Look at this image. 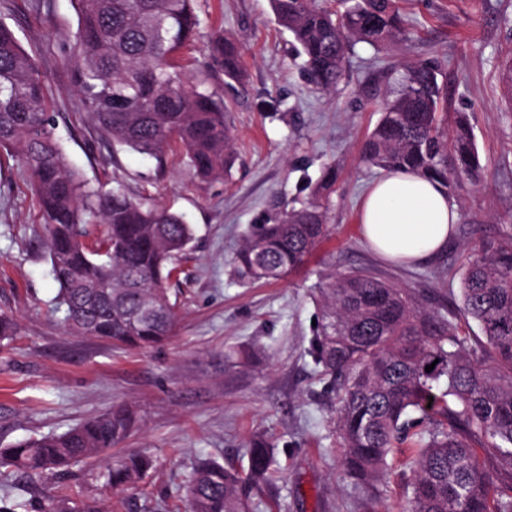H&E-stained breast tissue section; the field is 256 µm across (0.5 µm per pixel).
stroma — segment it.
<instances>
[{
  "mask_svg": "<svg viewBox=\"0 0 512 512\" xmlns=\"http://www.w3.org/2000/svg\"><path fill=\"white\" fill-rule=\"evenodd\" d=\"M399 6L410 40L354 45L336 89L319 91L269 0H198L196 49L222 28L239 44L245 73L225 93L237 159L228 176L204 180L179 148L160 162L116 148L83 112L70 61L75 0H0V23L39 62L70 162L91 183L117 182L182 213L195 231L171 284L170 339L132 349L70 334L53 309L57 286L34 236L40 214L26 173L13 153L0 151V310L18 324L0 340V448L121 406L136 424L118 451L151 457L152 469L120 491L82 464L56 482L58 492L104 512H165L178 504L199 457L246 471L261 436L274 448L276 478L245 484L251 512H360L363 489L344 473L310 353L318 316L312 288L332 270L355 268L449 303L460 288L463 236L421 264L397 265L360 234L362 199L380 176L363 162L361 146L404 63L436 60L448 81L449 115L467 113L474 126L485 172L480 184L456 193L460 224L479 236L512 233V112L501 75L512 56V0ZM329 165L336 168L332 236L286 279L242 275L236 256L247 233L268 223L280 202L308 199Z\"/></svg>",
  "mask_w": 512,
  "mask_h": 512,
  "instance_id": "stroma-1",
  "label": "stroma"
}]
</instances>
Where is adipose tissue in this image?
I'll use <instances>...</instances> for the list:
<instances>
[{
    "label": "adipose tissue",
    "mask_w": 512,
    "mask_h": 512,
    "mask_svg": "<svg viewBox=\"0 0 512 512\" xmlns=\"http://www.w3.org/2000/svg\"><path fill=\"white\" fill-rule=\"evenodd\" d=\"M459 220L442 185L410 170L391 171L366 194L361 232L369 246L399 263L442 253Z\"/></svg>",
    "instance_id": "1"
}]
</instances>
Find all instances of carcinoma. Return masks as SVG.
I'll list each match as a JSON object with an SVG mask.
<instances>
[{
	"instance_id": "cac0c4a2",
	"label": "carcinoma",
	"mask_w": 512,
	"mask_h": 512,
	"mask_svg": "<svg viewBox=\"0 0 512 512\" xmlns=\"http://www.w3.org/2000/svg\"><path fill=\"white\" fill-rule=\"evenodd\" d=\"M78 31L72 60L88 116L112 144L163 161L176 144L197 175L219 178L234 165L231 111L224 95L180 63L195 39L196 0H75ZM335 12L317 0H269L278 25L292 34L310 83L339 82L349 46L405 41L397 0H342ZM241 49L217 31L196 73L232 89L243 77ZM448 84L433 60L405 66L384 99L382 119L362 145L371 167L415 170L453 192L478 184L484 166L469 118L447 131L439 109ZM37 59L0 23V150L21 160L38 199L42 247L58 284L56 310L66 329L117 346L148 348L171 336L170 283L193 239L182 215L87 181L55 137ZM336 172L311 198L258 224L237 255L254 281L279 280L301 267L332 234ZM321 310L312 348L326 386L335 391L329 427L343 449L347 474L365 486L362 512H377L390 461L413 470L402 512H512V234L483 238L463 252L457 316L479 334L460 333L448 309L366 269L331 272L316 288ZM434 365L427 372L425 367ZM135 425L114 408L61 434L0 448V466L44 484L84 460L102 462L114 489L142 480L144 456L114 457ZM273 448H251L247 478L272 473ZM238 473L214 461L192 468L184 512H249ZM40 512L79 511L48 496Z\"/></svg>"
}]
</instances>
